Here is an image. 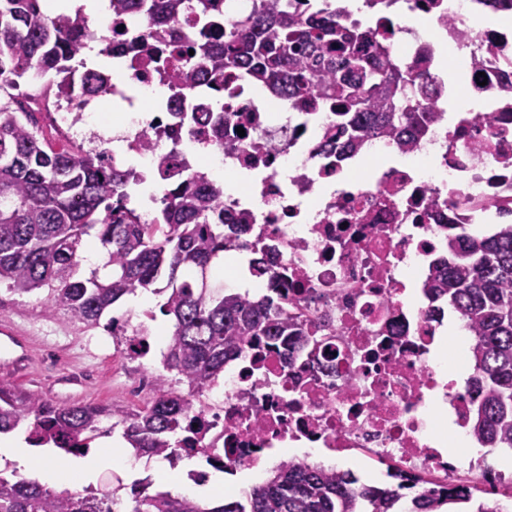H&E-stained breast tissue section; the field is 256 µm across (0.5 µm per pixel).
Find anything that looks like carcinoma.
I'll list each match as a JSON object with an SVG mask.
<instances>
[{
    "label": "carcinoma",
    "mask_w": 512,
    "mask_h": 512,
    "mask_svg": "<svg viewBox=\"0 0 512 512\" xmlns=\"http://www.w3.org/2000/svg\"><path fill=\"white\" fill-rule=\"evenodd\" d=\"M117 13H135L152 29L155 60L169 68L188 64L170 79L224 90V73L239 72L306 112L336 114L341 149L352 150L373 133L409 145L435 117L415 76L386 56L382 26L336 27L330 15L300 16L291 0H256L224 30V45L188 38L169 43L175 22L193 14L203 32L220 30L212 0H112ZM94 39L82 10L54 16L43 0H0V83L20 85L35 75L61 76L59 89L76 90L70 62ZM194 55H189V51ZM162 199L150 224L126 204L143 179L105 165L81 148L48 150L10 102L0 100V287L24 296L47 290L46 309L88 328L122 330L104 314L126 296L163 295L170 317L163 372L154 398L140 409L116 405L60 406L0 381V433L25 429L35 447L51 445L84 456L89 445L116 429L138 456L179 457L175 445L196 415L192 397L211 386L233 354L245 348L296 345L302 335L274 295L258 298L208 288L206 271L241 238L248 224L224 222V184L200 175ZM96 236L108 255L102 267L81 273L86 239ZM448 236V258L437 260L424 286L432 303L466 319L473 331L472 392L464 423L485 448L512 449V223L488 235ZM350 472L312 466L300 458L281 462L245 497L207 506L187 495L148 492L132 485L125 512H398L404 484L357 485ZM474 490L420 488L405 512H443L469 503ZM119 498L88 487L57 492L36 480L0 470V512H114Z\"/></svg>",
    "instance_id": "obj_1"
}]
</instances>
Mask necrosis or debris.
<instances>
[{"label":"necrosis or debris","instance_id":"4bbe7bcc","mask_svg":"<svg viewBox=\"0 0 512 512\" xmlns=\"http://www.w3.org/2000/svg\"><path fill=\"white\" fill-rule=\"evenodd\" d=\"M389 32L391 57L433 90L434 122L403 146L374 135L337 155L323 147L329 112L272 117L253 97V83H224V139L213 136L215 111L197 105L196 88L175 90L147 61L153 46L142 20L108 12L95 43L124 70L114 83L95 67L81 71L84 96L58 102L41 78L16 98L38 128L60 139L85 135L113 162L134 163L143 178L170 191L179 177L209 174L220 164L237 179L224 197V219L250 227L230 251L268 264L267 288L288 305L314 345L292 365L284 348L246 349L224 367L222 382L199 396L203 409L185 447L208 466L253 467L286 445L369 459L400 473L411 488L443 490L492 484L483 459L454 464L433 440L430 401L436 391L462 416L467 391L440 389L430 352L440 327L427 305L402 296L406 275L429 265L448 243L449 225L498 224L512 213V27H473L470 15L502 12L500 0H364ZM467 51L454 79L444 43ZM487 76L478 85V73ZM101 96L122 105L125 128L109 150L91 109ZM474 99L461 111L454 101ZM194 111L190 125L177 113ZM440 143L427 168L409 164Z\"/></svg>","mask_w":512,"mask_h":512}]
</instances>
